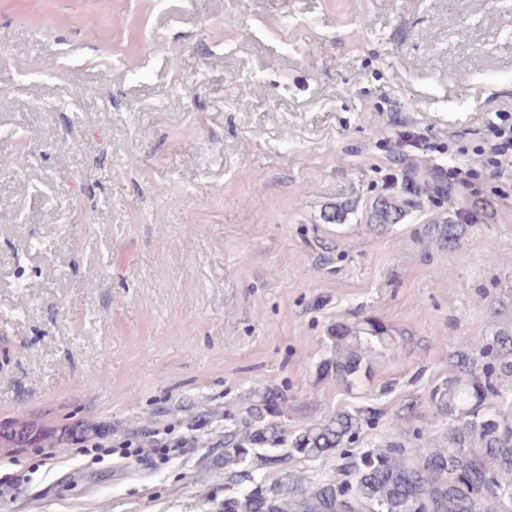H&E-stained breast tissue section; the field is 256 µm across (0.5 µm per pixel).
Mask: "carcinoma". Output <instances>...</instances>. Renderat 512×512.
<instances>
[{
	"instance_id": "1",
	"label": "carcinoma",
	"mask_w": 512,
	"mask_h": 512,
	"mask_svg": "<svg viewBox=\"0 0 512 512\" xmlns=\"http://www.w3.org/2000/svg\"><path fill=\"white\" fill-rule=\"evenodd\" d=\"M393 199L376 203L375 217L388 224L399 216ZM462 226L441 227V244L455 246ZM364 334L383 344L387 328L365 322ZM332 357L322 369L342 382L357 376L365 361V347L352 328L332 331ZM494 357L504 375H512V334L469 353H458L453 374L430 395L434 407L448 416V437L443 447L424 441L407 448L388 437L380 448L368 449L345 461V479L311 482L290 473L268 486L224 497V512H509L512 509V422L488 405L494 392L489 373L480 360ZM287 396L277 389L256 395L240 423L224 430V468L235 470L243 481L251 476L238 470L249 457L266 466L284 465L293 457L316 459L342 452L374 423L370 409L342 410L328 419L290 433L280 422Z\"/></svg>"
}]
</instances>
